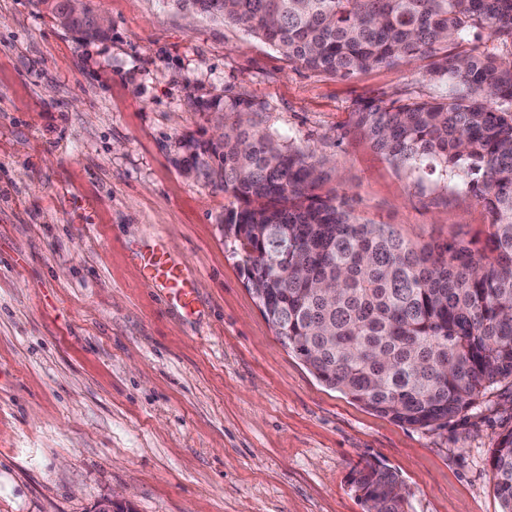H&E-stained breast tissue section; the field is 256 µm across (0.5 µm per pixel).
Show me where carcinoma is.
Masks as SVG:
<instances>
[{
    "instance_id": "obj_1",
    "label": "carcinoma",
    "mask_w": 512,
    "mask_h": 512,
    "mask_svg": "<svg viewBox=\"0 0 512 512\" xmlns=\"http://www.w3.org/2000/svg\"><path fill=\"white\" fill-rule=\"evenodd\" d=\"M188 17L232 23L289 59L340 78L429 60L439 99L362 101L353 127L398 167L469 179L490 223L485 245L417 247L388 224L317 193L323 163L282 145L244 98L203 102L224 138L186 136L184 170L234 198L224 231L276 336L325 385L409 426L446 421L512 378V0H161ZM81 42L104 41L95 9L70 19L63 0H37ZM485 30L508 50L467 48ZM490 466L512 512V430ZM364 502L405 512L388 468L356 470Z\"/></svg>"
}]
</instances>
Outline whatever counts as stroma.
Here are the masks:
<instances>
[{"instance_id":"obj_1","label":"stroma","mask_w":512,"mask_h":512,"mask_svg":"<svg viewBox=\"0 0 512 512\" xmlns=\"http://www.w3.org/2000/svg\"><path fill=\"white\" fill-rule=\"evenodd\" d=\"M92 5L111 39L0 0V512H366V461L397 474L407 512H501L490 457L512 379L426 427L326 386L248 290L231 197L180 164L184 136L216 131L201 101L249 98L355 214L418 246L481 242L489 215L462 178L396 168L351 126L360 100L445 85L422 60L312 71L161 0ZM157 251L191 308L145 276Z\"/></svg>"}]
</instances>
